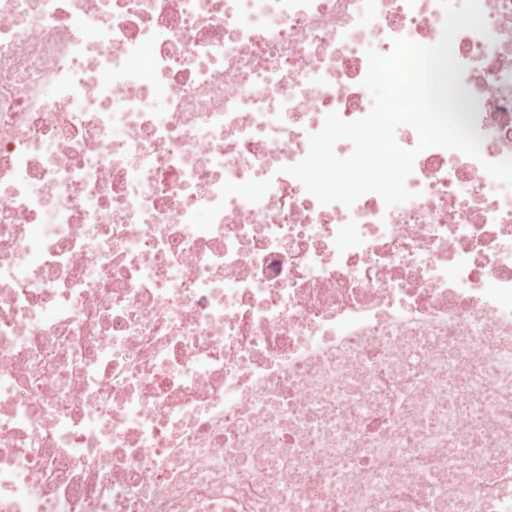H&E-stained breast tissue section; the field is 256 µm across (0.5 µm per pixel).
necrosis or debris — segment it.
Returning <instances> with one entry per match:
<instances>
[{
	"label": "necrosis or debris",
	"instance_id": "4bbe7bcc",
	"mask_svg": "<svg viewBox=\"0 0 512 512\" xmlns=\"http://www.w3.org/2000/svg\"><path fill=\"white\" fill-rule=\"evenodd\" d=\"M479 157L286 166L438 0H0V512H512V0Z\"/></svg>",
	"mask_w": 512,
	"mask_h": 512
}]
</instances>
